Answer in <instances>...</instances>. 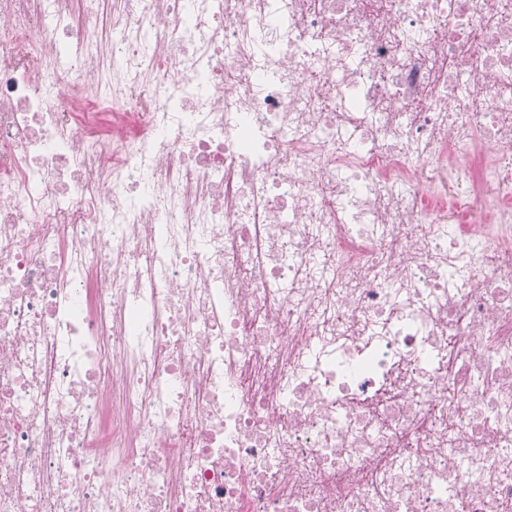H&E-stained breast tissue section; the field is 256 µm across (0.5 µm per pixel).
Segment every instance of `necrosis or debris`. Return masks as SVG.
Listing matches in <instances>:
<instances>
[{
    "label": "necrosis or debris",
    "mask_w": 512,
    "mask_h": 512,
    "mask_svg": "<svg viewBox=\"0 0 512 512\" xmlns=\"http://www.w3.org/2000/svg\"><path fill=\"white\" fill-rule=\"evenodd\" d=\"M0 0V512H512V0ZM74 11L72 15V20L74 22H81L83 18H85L86 14L90 11H94L98 16L103 17L104 26L102 37L103 40L106 39L108 35V28H106L105 20L106 17L108 19L110 10L112 11V3L107 2V0H74ZM95 1V2H91Z\"/></svg>",
    "instance_id": "4bbe7bcc"
}]
</instances>
